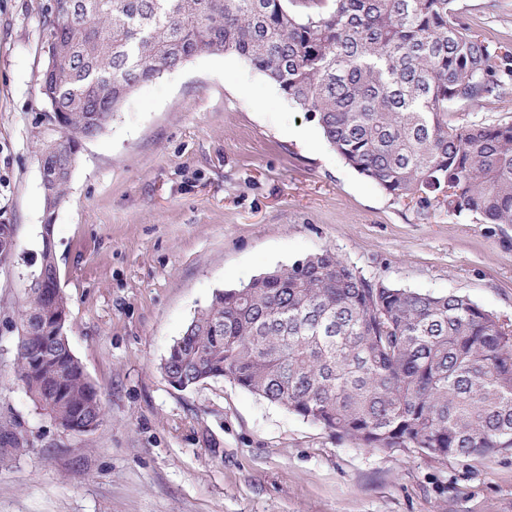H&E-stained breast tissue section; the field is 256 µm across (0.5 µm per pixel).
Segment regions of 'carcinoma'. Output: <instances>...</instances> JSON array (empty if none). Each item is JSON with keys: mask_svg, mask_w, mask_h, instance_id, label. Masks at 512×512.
Returning a JSON list of instances; mask_svg holds the SVG:
<instances>
[{"mask_svg": "<svg viewBox=\"0 0 512 512\" xmlns=\"http://www.w3.org/2000/svg\"><path fill=\"white\" fill-rule=\"evenodd\" d=\"M47 31L39 95L61 137L42 155L60 203L80 143L137 87L233 53L391 196L512 224V123L448 121L512 93V46L474 31L455 0H56ZM48 259L43 244L22 320L68 308L59 287L45 297ZM175 344L162 372L228 379L365 447L512 449V334L464 296L369 280L328 250L215 290ZM15 376L64 430L103 420L68 337L21 330Z\"/></svg>", "mask_w": 512, "mask_h": 512, "instance_id": "cac0c4a2", "label": "carcinoma"}]
</instances>
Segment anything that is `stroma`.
Wrapping results in <instances>:
<instances>
[{
	"label": "stroma",
	"mask_w": 512,
	"mask_h": 512,
	"mask_svg": "<svg viewBox=\"0 0 512 512\" xmlns=\"http://www.w3.org/2000/svg\"><path fill=\"white\" fill-rule=\"evenodd\" d=\"M55 0H0V512H512V451L366 448L227 379L177 390L160 363L218 288L331 250L371 280L459 294L512 332V225L416 207L347 165L244 59L196 56L82 141L54 215L93 432L58 427L14 376L21 274L38 262L40 157L60 137L37 79ZM512 42V0H456Z\"/></svg>",
	"instance_id": "obj_1"
}]
</instances>
